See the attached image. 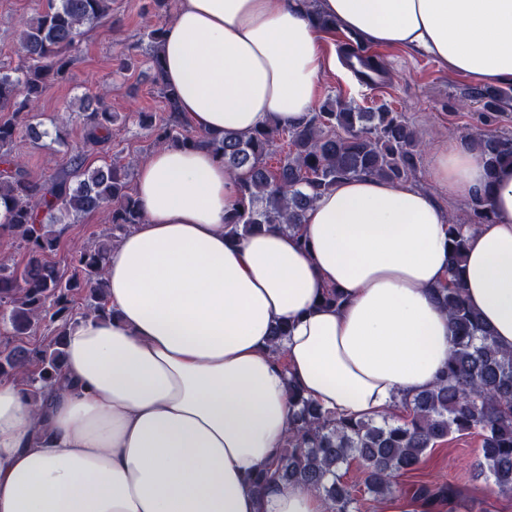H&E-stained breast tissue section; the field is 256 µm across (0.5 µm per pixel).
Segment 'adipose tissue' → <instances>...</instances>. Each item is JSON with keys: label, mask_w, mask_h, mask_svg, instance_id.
<instances>
[{"label": "adipose tissue", "mask_w": 512, "mask_h": 512, "mask_svg": "<svg viewBox=\"0 0 512 512\" xmlns=\"http://www.w3.org/2000/svg\"><path fill=\"white\" fill-rule=\"evenodd\" d=\"M318 12L453 75L512 81V0H179L160 56L184 118L202 134L303 122L326 70ZM431 177L465 203L487 181L453 138ZM238 181L203 142L140 164L144 221L106 256V315L74 318L47 399L0 380V512H328L307 485L263 497L252 483L288 436L291 389L331 416L378 420L437 382L452 336L438 290L452 276L435 198L344 179L299 232L233 239ZM491 200V222L464 230L460 275L512 350V165ZM330 288L341 306L321 305Z\"/></svg>", "instance_id": "1"}]
</instances>
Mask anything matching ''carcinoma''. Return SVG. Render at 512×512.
Segmentation results:
<instances>
[{
    "label": "carcinoma",
    "mask_w": 512,
    "mask_h": 512,
    "mask_svg": "<svg viewBox=\"0 0 512 512\" xmlns=\"http://www.w3.org/2000/svg\"><path fill=\"white\" fill-rule=\"evenodd\" d=\"M110 0H51V5L25 25L19 35L17 63L0 72V238L26 250L19 269L0 263V307L9 309V329L0 350V379L20 378L34 400L52 391L61 377L65 331L74 312L73 295L85 294L82 317L105 313V258L118 234L143 222L129 173L116 162L92 168L82 154L43 181L32 179L22 160L13 155L17 138L25 134L37 144L46 136L35 108L46 88L65 80L71 54L84 34L82 27L110 12ZM164 26L146 21L144 36L168 107L166 118L147 115L138 122L149 130L156 147L193 146L206 142L224 168L240 175L238 207L225 220L227 234L243 238L264 226L299 231L305 212L342 179L374 175L392 182L415 176L422 137L405 114L387 104L363 108L338 95L327 99L309 120L297 127L271 122L249 134L203 135L187 124L179 97L164 83L160 47ZM347 65L365 84L384 82L380 57L364 50L361 37L339 43ZM484 122L508 109L511 91L477 90ZM81 113L85 144L104 150L112 137L113 113L104 98ZM289 151L272 166L268 159ZM484 161L488 176L512 164V137L479 132L470 139ZM99 213L110 232L94 245L77 248L72 272L65 275L51 259L61 232L53 226L61 217L74 219ZM489 195L469 203L466 217L450 215L448 252L451 272L461 267L466 249L463 227L490 219ZM453 331L448 365L432 388L417 394L405 418L332 419L300 391L288 438L276 459L260 469L253 483L260 495L280 481L300 482L318 490L329 512H360L359 500L343 480L341 470L355 460L364 487L373 498L397 492V479L419 468L428 452L452 434L481 436L476 449L475 478L492 482L496 492L512 493V352L497 346L477 314L466 304L459 284L438 292ZM43 331L40 343L21 339ZM452 484L418 485L412 500L425 509L456 498Z\"/></svg>",
    "instance_id": "obj_1"
}]
</instances>
